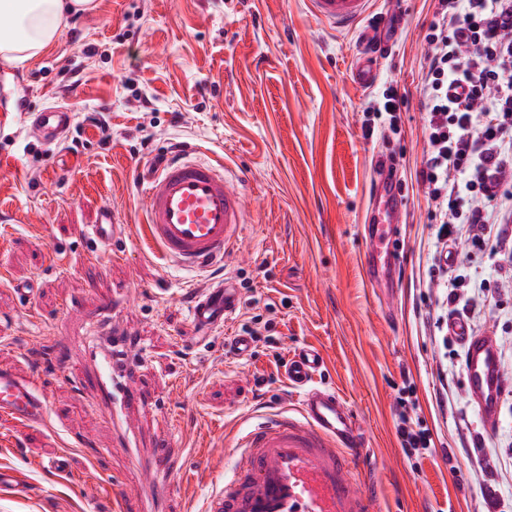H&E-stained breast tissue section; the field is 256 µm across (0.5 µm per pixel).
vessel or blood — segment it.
<instances>
[{
	"label": "vessel or blood",
	"mask_w": 512,
	"mask_h": 512,
	"mask_svg": "<svg viewBox=\"0 0 512 512\" xmlns=\"http://www.w3.org/2000/svg\"><path fill=\"white\" fill-rule=\"evenodd\" d=\"M372 0H306L321 24L345 31L369 13ZM379 72L367 51L355 59L352 75L361 88L372 86ZM73 116L63 106L33 113L31 127L38 139L57 145L67 138ZM190 145H182L177 159L157 160L143 180L144 235L164 260L205 273L223 263L242 234L245 197L221 174L220 163L190 160ZM404 203L392 180L375 192L374 224L367 234L366 259L372 279L389 275L395 256L385 225L401 223ZM119 229L110 207H103L99 223L86 234L95 247L112 248ZM241 297L236 289L214 281L198 289L191 316L201 336L223 330L236 315ZM448 334L465 353L466 383L484 428L500 425V401L506 382L493 339L473 333L464 320L448 322ZM136 350L127 335L112 334V348L100 359L102 395L112 406V423L124 437L134 434V423L122 407L139 401L125 380V368ZM320 349L305 346L293 351L284 365L289 388L301 396L298 416L279 413L252 427L239 440L233 469L210 492L204 512H373L377 490H360L352 475L360 459L361 430L346 398L336 388L314 385L322 366ZM0 413L33 424L47 414V400L36 381L0 371ZM139 486L154 512H164L169 486L157 471L142 469Z\"/></svg>",
	"instance_id": "1"
}]
</instances>
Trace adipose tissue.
<instances>
[{"label":"adipose tissue","instance_id":"1","mask_svg":"<svg viewBox=\"0 0 512 512\" xmlns=\"http://www.w3.org/2000/svg\"><path fill=\"white\" fill-rule=\"evenodd\" d=\"M93 7L94 0H0V15L12 19L0 26V58L11 64L33 60L56 41L70 13Z\"/></svg>","mask_w":512,"mask_h":512}]
</instances>
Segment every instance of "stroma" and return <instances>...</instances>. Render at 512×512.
<instances>
[{
	"mask_svg": "<svg viewBox=\"0 0 512 512\" xmlns=\"http://www.w3.org/2000/svg\"><path fill=\"white\" fill-rule=\"evenodd\" d=\"M95 2L36 60L0 62V204L16 215H0V368L34 377L48 402L39 426L0 415V470L23 484L0 494V512H112L141 464L168 477L166 512H202L239 436L262 414L297 412L284 364L307 345L325 357L316 384L339 388L359 420L357 475L381 488L374 512H512V220L481 241L464 230L435 241L416 180L432 0H402L367 89L352 65L388 0H373L352 32L320 25L305 0ZM392 84L407 101L399 134L365 136L371 101ZM55 103L74 115L59 147L29 131L31 113ZM176 142L221 157L245 195L242 244L218 271L242 306L204 342L185 302L199 274L160 260L142 233L137 174ZM380 154L399 163L406 220L391 282L373 285L365 227ZM104 204L124 226L116 258L84 236ZM450 276L467 297L487 285L466 320L493 338L508 376L491 433L447 332ZM21 282L35 293L18 294ZM116 325L139 347L129 446L113 433L84 342ZM243 332L254 339L247 359L228 347ZM402 410L431 434L422 458L401 450ZM59 452L68 473L43 466Z\"/></svg>",
	"mask_w": 512,
	"mask_h": 512,
	"instance_id": "obj_1",
	"label": "stroma"
}]
</instances>
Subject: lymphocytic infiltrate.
<instances>
[{
  "mask_svg": "<svg viewBox=\"0 0 512 512\" xmlns=\"http://www.w3.org/2000/svg\"><path fill=\"white\" fill-rule=\"evenodd\" d=\"M421 92L428 149L416 173L437 238L481 239L512 214V0H434ZM479 198L461 210L458 200Z\"/></svg>",
  "mask_w": 512,
  "mask_h": 512,
  "instance_id": "f902f5d3",
  "label": "lymphocytic infiltrate"
}]
</instances>
